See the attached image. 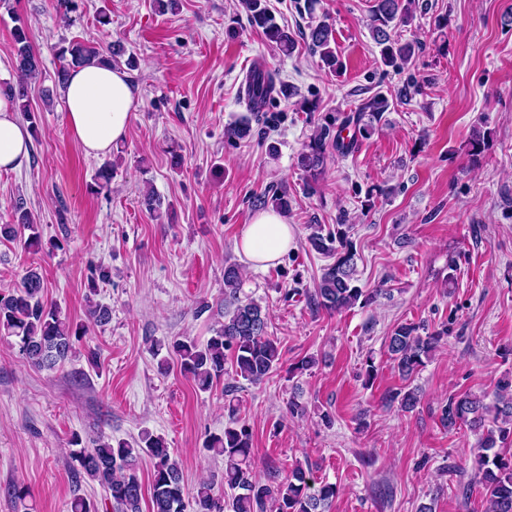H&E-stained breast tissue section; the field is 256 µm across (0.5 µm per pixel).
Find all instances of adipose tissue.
I'll list each match as a JSON object with an SVG mask.
<instances>
[{"label":"adipose tissue","mask_w":512,"mask_h":512,"mask_svg":"<svg viewBox=\"0 0 512 512\" xmlns=\"http://www.w3.org/2000/svg\"><path fill=\"white\" fill-rule=\"evenodd\" d=\"M70 131L85 154L111 152L127 134L137 90L115 67L93 61L71 70L65 90ZM30 132L10 99L0 96V170L18 166L28 155ZM294 232L282 215L258 212L245 226L236 249L248 267L279 262L292 247Z\"/></svg>","instance_id":"1"}]
</instances>
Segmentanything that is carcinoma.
I'll return each mask as SVG.
<instances>
[{
    "label": "carcinoma",
    "instance_id": "carcinoma-1",
    "mask_svg": "<svg viewBox=\"0 0 512 512\" xmlns=\"http://www.w3.org/2000/svg\"><path fill=\"white\" fill-rule=\"evenodd\" d=\"M249 23L260 29L267 42L284 54L293 49V40L275 20L266 0H241ZM415 0H376L372 15V34L381 46L385 65L394 66L406 59L412 51L409 43L401 44L389 31L394 21L406 24L412 20ZM16 47L15 69L18 80L14 84L0 85V92L11 98L17 110L30 124L32 136H38V115L29 102V80L39 75V59L30 42L27 27H14ZM334 39L328 24L320 22L309 28L310 49L320 55L329 68H336L338 60ZM121 49L109 45L97 49L82 41H71L58 48L61 66L57 70V83L63 85L69 70L92 59L113 64ZM278 73L256 68L246 76L242 96L248 114L241 116L226 130L230 138L243 140L251 135L253 118L263 111L266 103L277 92ZM388 100L375 95L361 104L359 111L343 117L336 136L330 128L322 127L311 136L298 157L300 168L312 179H317L325 168L328 148L346 155L355 148L354 142L342 137V129L354 127L360 136H368L374 123L381 121L388 110ZM486 147L485 136L475 133L467 144L470 160L477 162ZM259 207L271 206L288 211L291 201L288 192L275 189L272 195L255 200ZM27 234L26 248L38 253L42 250L41 235L27 210L23 199L13 205L12 223L0 225V236L15 238ZM311 248L319 254L336 256L308 296L310 306L329 313H341L354 307L363 296L356 285V262L349 227L336 225V232L322 235L315 231L309 236ZM44 280L32 268L20 287L0 292V335L16 338L19 352L28 363L39 370H52L74 353L75 341L84 335V328L61 315L57 307L44 299ZM240 271L234 264L224 268V302L228 318L214 331L206 343L191 339L175 340L168 354L175 357L180 372L191 378L196 386L207 391L224 380L226 361H231L235 376L251 384L268 378L281 364L277 343L268 337L269 313L255 300L241 297ZM109 307L92 302L87 315L99 324L110 321ZM442 339L439 332L421 336L410 324L396 327L388 337L386 352L395 369L404 379L416 374L429 359ZM388 404L398 403L401 410L410 412L420 402L416 389L396 390L385 397ZM229 425L224 435L214 437L206 445L215 455L224 459V486L233 491L229 499L215 491L211 483H202L193 496V512H267L268 502L276 504V512H329L338 489L327 481L314 480L310 468L296 465L281 480L262 484L252 469V432L237 419V408L228 402ZM441 424L450 430L465 426L481 433L475 463L479 476L485 512H512V379H501L491 403L472 394L448 397L441 413ZM69 466L76 476H86L101 486L109 495L113 512H142L143 490L138 477L141 459L152 461V512H186L185 486L182 471L160 436L146 433L137 441L112 440L98 437L92 447L83 444L79 435L70 441Z\"/></svg>",
    "mask_w": 512,
    "mask_h": 512
}]
</instances>
